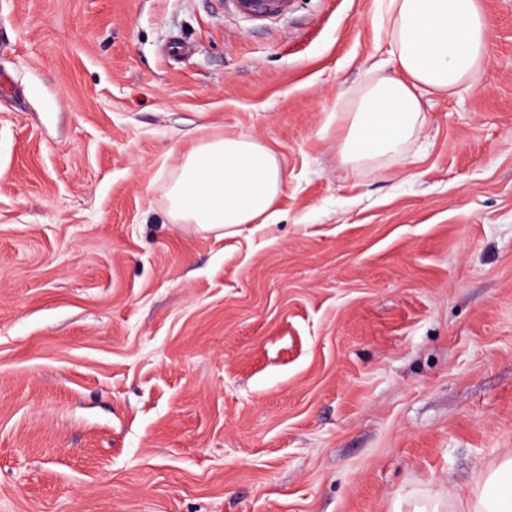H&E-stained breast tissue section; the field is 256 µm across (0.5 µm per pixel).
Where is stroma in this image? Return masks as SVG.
Here are the masks:
<instances>
[{"instance_id":"1","label":"stroma","mask_w":512,"mask_h":512,"mask_svg":"<svg viewBox=\"0 0 512 512\" xmlns=\"http://www.w3.org/2000/svg\"><path fill=\"white\" fill-rule=\"evenodd\" d=\"M482 5L480 76L351 167L388 0H0V512H467L512 456V0ZM203 128L279 156L272 223L169 224ZM231 0L233 9L246 16H255L257 12L270 14L286 13L292 8V0Z\"/></svg>"}]
</instances>
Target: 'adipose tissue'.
Listing matches in <instances>:
<instances>
[{
  "instance_id": "ef3b65f1",
  "label": "adipose tissue",
  "mask_w": 512,
  "mask_h": 512,
  "mask_svg": "<svg viewBox=\"0 0 512 512\" xmlns=\"http://www.w3.org/2000/svg\"><path fill=\"white\" fill-rule=\"evenodd\" d=\"M392 70L362 85L342 117L343 163L399 154L425 124L423 94L456 90L479 73L490 21L480 0H389ZM285 181L277 154L258 138L197 137L167 190L172 224L225 237L266 223ZM470 512H512V457L489 472Z\"/></svg>"
}]
</instances>
